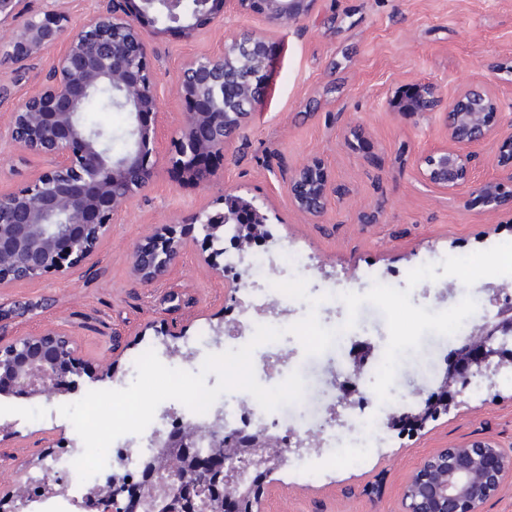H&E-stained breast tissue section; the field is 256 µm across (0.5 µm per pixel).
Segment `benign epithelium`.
<instances>
[{
	"mask_svg": "<svg viewBox=\"0 0 512 512\" xmlns=\"http://www.w3.org/2000/svg\"><path fill=\"white\" fill-rule=\"evenodd\" d=\"M134 14L129 0H112L80 30L69 33L64 16L46 11L30 17L13 31L5 46L7 56L23 64L41 57L59 42L64 50L55 57L46 83L20 102L6 119L10 143L19 151L42 156L46 169L22 188L0 193V288L40 280L65 278L96 253L109 235L115 218L154 180L162 126L156 77L144 24L187 34L195 21L219 17L220 0H199L192 12L181 10L182 0H140ZM237 9L255 11L270 23L293 22L308 12L312 0H230ZM271 59L266 40L257 35L236 37L218 56L192 58L180 69L177 93L193 101L197 110L184 113L175 130L176 149L169 157L180 170L196 156H221L228 139L254 116L243 110L247 101L260 100L270 84ZM106 87L114 106L129 112V146L114 154L104 144L103 131L82 119L85 101ZM433 84L417 87L408 97L407 112H433L440 102ZM498 111L490 83L471 87L448 100L445 122L448 143L423 157L419 176L427 183L454 191L471 180V144L491 138L493 113ZM332 192L328 174L318 162L299 168L288 179L294 207L320 215ZM206 238L224 242V227L233 225L238 250L251 246L264 233V215L246 199L224 195V211L198 215ZM176 225L167 224L138 244L131 255L130 276L150 285L163 279L186 249ZM493 317L457 345L450 355L465 365L458 373L448 369L437 393L418 411L391 413L392 427L408 418L413 429L446 415L459 406L457 396L470 378L487 380L512 366V303L502 300L500 288H485ZM372 353L368 342L351 354L349 376L358 377L364 358ZM76 349L60 331L23 336L0 345V382L21 397L51 399L72 390L71 377L80 374ZM353 402L342 397L326 409L327 422L344 425L343 411ZM154 447L164 449L167 464L144 475V489L129 498V483L115 473L86 487L71 500L75 512L88 506L94 512H142L144 501L164 489L156 512L177 499L181 512H238L246 501L248 512H261L262 499L245 489V469L270 476L288 465L289 455L306 450L321 452L319 434L285 441L268 426L249 434L224 427L218 408L205 426H187L185 432L154 435ZM42 497H68L70 479L44 464ZM512 483V452L491 439L464 441L430 455L408 478L403 489V512H481L506 483ZM34 503L19 483L0 487V512H31Z\"/></svg>",
	"mask_w": 512,
	"mask_h": 512,
	"instance_id": "7a95c632",
	"label": "benign epithelium"
}]
</instances>
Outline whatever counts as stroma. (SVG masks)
Returning <instances> with one entry per match:
<instances>
[{
    "instance_id": "obj_1",
    "label": "stroma",
    "mask_w": 512,
    "mask_h": 512,
    "mask_svg": "<svg viewBox=\"0 0 512 512\" xmlns=\"http://www.w3.org/2000/svg\"><path fill=\"white\" fill-rule=\"evenodd\" d=\"M110 0H15L0 14V38L32 15L55 9L75 31L103 11ZM243 32L264 37L273 63V86L257 105L254 121L237 133L213 176L198 180L172 168L171 136L187 110L174 91L185 60L223 53ZM157 77L159 109L165 114L156 177L116 218L96 254L64 279L47 277L0 288V342L48 330L66 333L77 348L83 372L75 390L52 399L0 394V485L25 481L63 449L80 444L58 408L88 391L122 389L136 375L141 352L156 349L166 366L199 372L207 354L224 351L214 329L228 321L233 274L208 271V254L195 218L223 207L225 193L252 200L272 236L266 246L295 249L299 268L283 266L270 279L294 277L309 287L366 293L365 269L382 284L410 288L413 304L434 312L463 298L477 309L465 321L474 331L493 313L482 288L443 276L408 287L404 277L427 260L442 261L512 242V170L499 149L512 137V0H313L307 15L273 26L255 13L225 8L192 36L177 31L146 32ZM54 54L26 64L0 62V113L11 111L46 81ZM496 74L499 102L496 136L472 145L471 183L441 191L418 175L421 158L447 139L443 111H403L402 100L417 86L436 85L442 99L482 84ZM317 160L334 187L317 217L296 210L288 197L292 172ZM47 166L23 153L0 132V193L24 186ZM502 186L498 209H490L480 188ZM178 224L189 246L168 275L151 286L131 278L133 247L163 224ZM448 299H439L443 288ZM353 332L383 356L389 338L386 319L374 305H362ZM460 335L426 334L405 354L390 389L395 411L420 409L423 394L437 390L448 353ZM289 359L282 375L299 372L302 399L282 405L284 425L317 431L330 400L329 375L337 350L306 355L297 338L284 342ZM266 378L268 387L281 377ZM461 407L422 430L382 428L375 435L357 423L341 428L350 457L336 459L326 475L303 481L300 457L264 482L263 512H401L408 477L440 448L490 438L512 448V369L494 382L473 379Z\"/></svg>"
}]
</instances>
